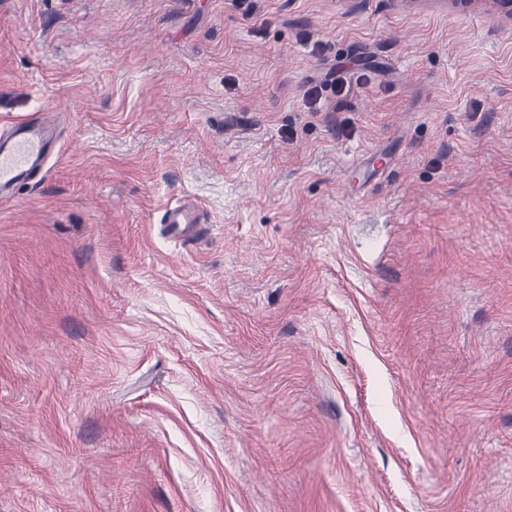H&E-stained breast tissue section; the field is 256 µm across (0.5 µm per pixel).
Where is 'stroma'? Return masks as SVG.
Instances as JSON below:
<instances>
[{
	"mask_svg": "<svg viewBox=\"0 0 512 512\" xmlns=\"http://www.w3.org/2000/svg\"><path fill=\"white\" fill-rule=\"evenodd\" d=\"M247 3L0 0V512H512V20ZM44 123L21 121L12 126L7 141L0 139V190L26 184L33 171L43 167L54 151ZM198 208L195 205L180 203L168 206L164 213L163 233L176 240H187L197 235Z\"/></svg>",
	"mask_w": 512,
	"mask_h": 512,
	"instance_id": "stroma-1",
	"label": "stroma"
}]
</instances>
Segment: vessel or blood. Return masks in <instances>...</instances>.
I'll return each mask as SVG.
<instances>
[{"instance_id":"1","label":"vessel or blood","mask_w":512,"mask_h":512,"mask_svg":"<svg viewBox=\"0 0 512 512\" xmlns=\"http://www.w3.org/2000/svg\"><path fill=\"white\" fill-rule=\"evenodd\" d=\"M54 143L41 123L21 121L13 125L8 139H0V190L26 184L33 171L43 167ZM198 208L187 203L167 207L163 232L172 239L187 240L197 235Z\"/></svg>"}]
</instances>
